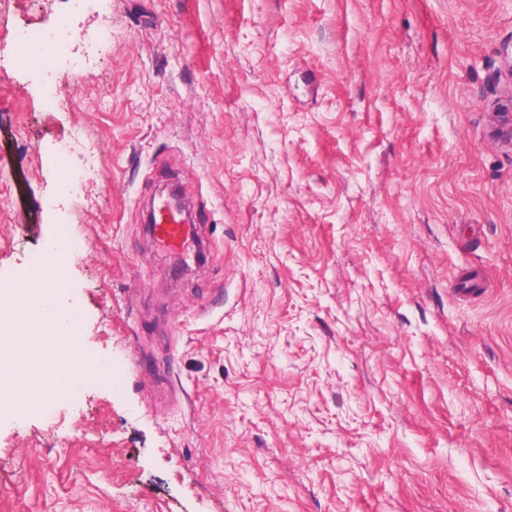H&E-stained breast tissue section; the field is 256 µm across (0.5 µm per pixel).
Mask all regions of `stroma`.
<instances>
[{
    "label": "stroma",
    "mask_w": 512,
    "mask_h": 512,
    "mask_svg": "<svg viewBox=\"0 0 512 512\" xmlns=\"http://www.w3.org/2000/svg\"><path fill=\"white\" fill-rule=\"evenodd\" d=\"M78 81L0 70V277L66 234L122 385L0 415V512H512V0H111ZM168 183L211 245L176 280ZM87 149L89 157L94 160L96 153L93 147L89 145V138L84 128H76L70 140L59 145L51 159L56 163L57 168L66 170L69 166L71 154L77 149Z\"/></svg>",
    "instance_id": "35a3bbf8"
}]
</instances>
